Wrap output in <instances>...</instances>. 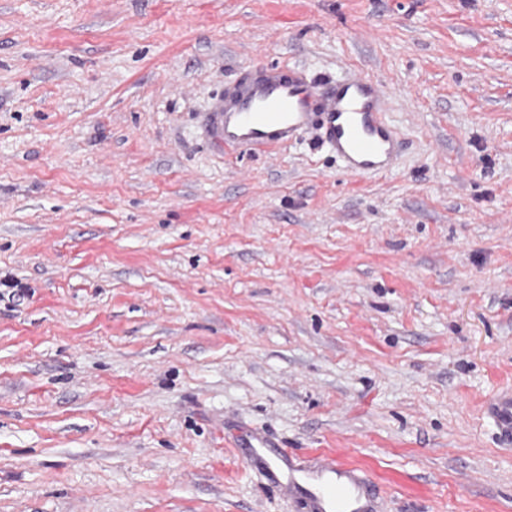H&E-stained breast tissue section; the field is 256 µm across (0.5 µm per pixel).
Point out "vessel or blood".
Returning a JSON list of instances; mask_svg holds the SVG:
<instances>
[{"label":"vessel or blood","instance_id":"b4317fda","mask_svg":"<svg viewBox=\"0 0 512 512\" xmlns=\"http://www.w3.org/2000/svg\"><path fill=\"white\" fill-rule=\"evenodd\" d=\"M385 103L381 83L371 76L348 73L321 87L299 67L274 63L219 98L208 128L228 153L275 150L314 129L343 172L383 174L391 170L399 148ZM487 411L512 441V389L492 394ZM240 444L246 464L268 470L271 481L301 500L307 512H385L381 488L360 467L326 452L304 460L257 433Z\"/></svg>","mask_w":512,"mask_h":512}]
</instances>
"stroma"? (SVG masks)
Returning a JSON list of instances; mask_svg holds the SVG:
<instances>
[{"mask_svg": "<svg viewBox=\"0 0 512 512\" xmlns=\"http://www.w3.org/2000/svg\"><path fill=\"white\" fill-rule=\"evenodd\" d=\"M377 78L395 169L224 156L240 69ZM24 289L9 296L2 282ZM512 0H0V512H512ZM487 411L499 432L512 442V389L492 394L487 402ZM240 445L246 464L264 469L288 498L301 500L307 512L385 511L381 488L360 467L339 462L326 452L303 460L257 433L243 437Z\"/></svg>", "mask_w": 512, "mask_h": 512, "instance_id": "obj_1", "label": "stroma"}]
</instances>
